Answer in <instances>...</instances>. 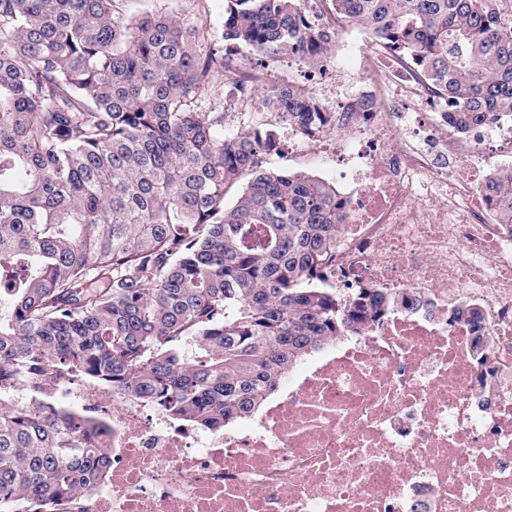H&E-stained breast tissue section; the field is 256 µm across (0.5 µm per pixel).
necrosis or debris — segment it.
Listing matches in <instances>:
<instances>
[{"label": "necrosis or debris", "instance_id": "4bbe7bcc", "mask_svg": "<svg viewBox=\"0 0 512 512\" xmlns=\"http://www.w3.org/2000/svg\"><path fill=\"white\" fill-rule=\"evenodd\" d=\"M367 83L400 95L377 97L372 112L329 98L332 125L306 140L349 171L332 272L342 287L408 293L427 308L333 341L232 432L174 422L61 366L40 384L0 379L14 405L61 396L108 425L98 441L109 467L50 512H512V231L483 191L485 137L449 145L446 114L413 73L373 63ZM468 307L495 338L481 365L471 326L448 320Z\"/></svg>", "mask_w": 512, "mask_h": 512}]
</instances>
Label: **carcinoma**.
<instances>
[{"instance_id": "cac0c4a2", "label": "carcinoma", "mask_w": 512, "mask_h": 512, "mask_svg": "<svg viewBox=\"0 0 512 512\" xmlns=\"http://www.w3.org/2000/svg\"><path fill=\"white\" fill-rule=\"evenodd\" d=\"M336 20L406 57L469 137L512 118V23L498 0H332ZM336 32L306 0H226L224 41L316 61ZM224 54L169 13L112 0H0V365L70 366L201 430L249 417L329 341L424 305L336 294V186L270 171V129L224 133L198 96ZM267 107L311 133L300 85ZM241 187L236 201L226 197ZM484 192L512 227V171ZM103 424L0 400V512L92 489Z\"/></svg>"}]
</instances>
